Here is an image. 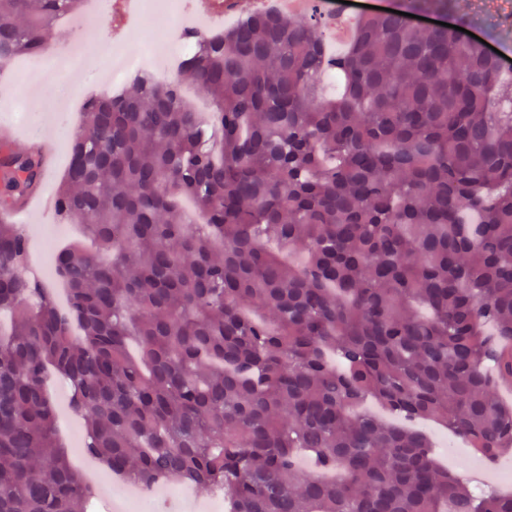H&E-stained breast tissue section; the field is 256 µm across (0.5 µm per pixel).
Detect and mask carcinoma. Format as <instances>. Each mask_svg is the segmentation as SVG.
Masks as SVG:
<instances>
[{
    "mask_svg": "<svg viewBox=\"0 0 512 512\" xmlns=\"http://www.w3.org/2000/svg\"><path fill=\"white\" fill-rule=\"evenodd\" d=\"M82 2L0 0V66ZM455 7L363 15L338 54L311 18L249 15L180 68L211 121L147 73L91 99L57 206L96 254L59 252L66 313L9 218L41 155L0 147V512H90L49 369L86 455L134 483L221 488L231 512H512L363 410L512 452V68L406 17ZM329 68L344 89L319 100ZM59 378L57 375H51L49 379V389L52 392L57 411H58V427L62 443L65 444L70 459L76 467L83 472L89 465L90 457L83 450L72 448L74 444V429L77 425V417L67 410V400L63 398Z\"/></svg>",
    "mask_w": 512,
    "mask_h": 512,
    "instance_id": "obj_1",
    "label": "carcinoma"
}]
</instances>
